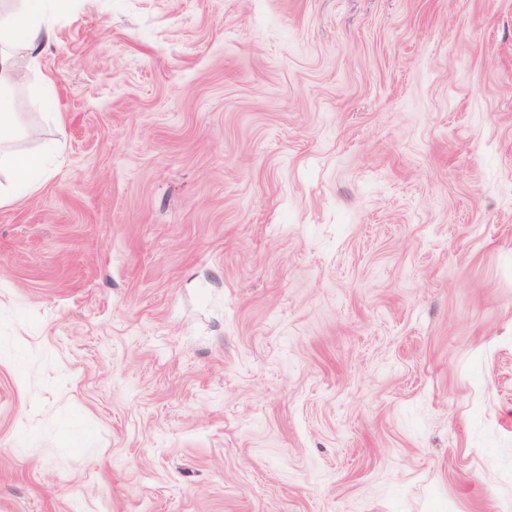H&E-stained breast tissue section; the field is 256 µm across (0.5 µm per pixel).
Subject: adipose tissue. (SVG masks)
Instances as JSON below:
<instances>
[{"mask_svg": "<svg viewBox=\"0 0 512 512\" xmlns=\"http://www.w3.org/2000/svg\"><path fill=\"white\" fill-rule=\"evenodd\" d=\"M31 0H21L20 6L0 10V169L10 176L0 184V208L13 205L25 195L34 194L45 176L37 157H19L7 150L17 136V114L14 90L21 80L14 61V49H23L28 64L40 70L47 47L54 39L52 25L40 14L32 12Z\"/></svg>", "mask_w": 512, "mask_h": 512, "instance_id": "1", "label": "adipose tissue"}]
</instances>
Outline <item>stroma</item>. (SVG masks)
I'll list each match as a JSON object with an SVG mask.
<instances>
[{
  "mask_svg": "<svg viewBox=\"0 0 512 512\" xmlns=\"http://www.w3.org/2000/svg\"><path fill=\"white\" fill-rule=\"evenodd\" d=\"M40 6L0 512H512V0Z\"/></svg>",
  "mask_w": 512,
  "mask_h": 512,
  "instance_id": "35a3bbf8",
  "label": "stroma"
}]
</instances>
